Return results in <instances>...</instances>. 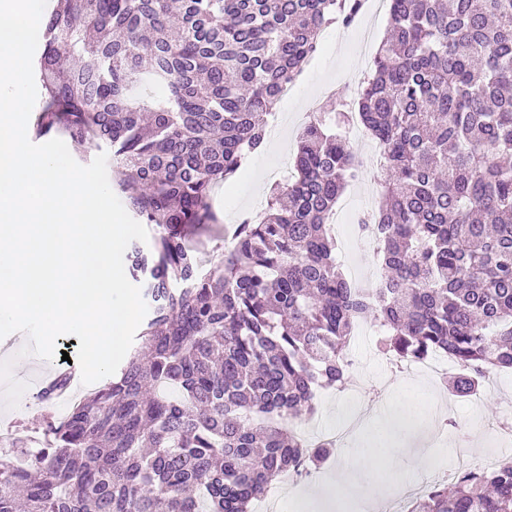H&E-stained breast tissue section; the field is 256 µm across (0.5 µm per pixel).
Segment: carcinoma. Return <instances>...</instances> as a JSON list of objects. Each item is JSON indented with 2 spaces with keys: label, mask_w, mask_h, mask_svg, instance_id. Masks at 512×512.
Returning a JSON list of instances; mask_svg holds the SVG:
<instances>
[{
  "label": "carcinoma",
  "mask_w": 512,
  "mask_h": 512,
  "mask_svg": "<svg viewBox=\"0 0 512 512\" xmlns=\"http://www.w3.org/2000/svg\"><path fill=\"white\" fill-rule=\"evenodd\" d=\"M355 105L298 136L294 175L206 269L189 234L218 223L214 187L266 147L280 88L363 0H65L42 21L38 134L106 145L151 249L131 244L152 309L116 376L0 456V512H252L272 482L329 459L293 428L345 386L360 322L394 357L442 353L475 393L512 371V0H389ZM383 146L372 232L382 287L337 259L330 216L363 175L343 129ZM409 512H512V464L462 468Z\"/></svg>",
  "instance_id": "obj_1"
}]
</instances>
